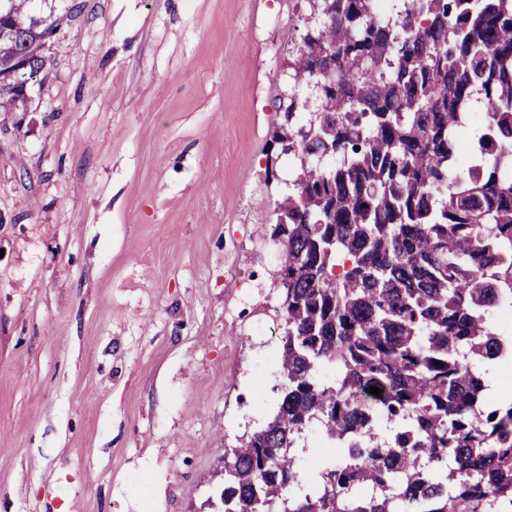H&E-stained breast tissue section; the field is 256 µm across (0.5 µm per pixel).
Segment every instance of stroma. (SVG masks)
<instances>
[{"label": "stroma", "mask_w": 512, "mask_h": 512, "mask_svg": "<svg viewBox=\"0 0 512 512\" xmlns=\"http://www.w3.org/2000/svg\"><path fill=\"white\" fill-rule=\"evenodd\" d=\"M67 2L0 114V512H193L282 383L263 229L305 29L295 0Z\"/></svg>", "instance_id": "1"}]
</instances>
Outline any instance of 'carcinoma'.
<instances>
[{"label":"carcinoma","instance_id":"cac0c4a2","mask_svg":"<svg viewBox=\"0 0 512 512\" xmlns=\"http://www.w3.org/2000/svg\"><path fill=\"white\" fill-rule=\"evenodd\" d=\"M56 2L0 0V113L72 20ZM306 2L272 130L298 161L268 219L283 383L224 449L219 512H512V399L481 368L512 357L495 325L512 306V0L379 19L374 0ZM298 87L320 99L303 122ZM312 426L325 455L301 443Z\"/></svg>","mask_w":512,"mask_h":512}]
</instances>
